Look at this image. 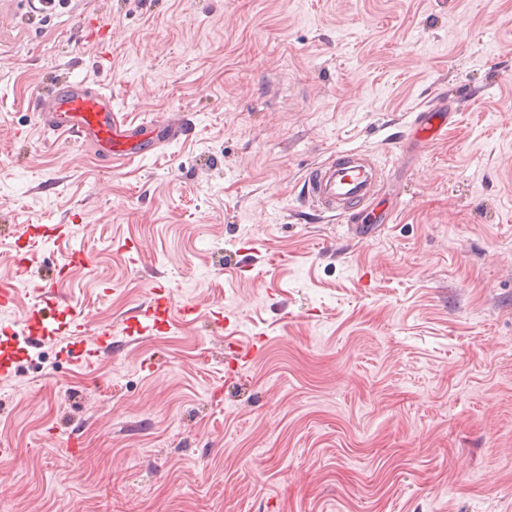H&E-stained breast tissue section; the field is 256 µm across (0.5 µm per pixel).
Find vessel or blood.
Wrapping results in <instances>:
<instances>
[{"instance_id":"obj_1","label":"vessel or blood","mask_w":512,"mask_h":512,"mask_svg":"<svg viewBox=\"0 0 512 512\" xmlns=\"http://www.w3.org/2000/svg\"><path fill=\"white\" fill-rule=\"evenodd\" d=\"M36 117L44 128L69 143L94 145L99 157L108 163L143 155L157 142L155 130H162L171 138L183 135L189 128L182 113L161 124L154 121L137 126L128 124L113 111L110 95L77 78L44 92ZM447 125L443 102L434 101L415 116L407 143L417 149L425 148L443 137ZM385 179V171L372 152L339 149L307 170L303 201L321 215L350 220V232L358 235L364 225L383 224L392 216L378 201ZM73 325L75 335L90 336L92 341L91 348L82 349L76 356V364L93 365L101 352L111 350V328L92 329L78 318Z\"/></svg>"}]
</instances>
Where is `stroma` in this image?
<instances>
[{
	"label": "stroma",
	"mask_w": 512,
	"mask_h": 512,
	"mask_svg": "<svg viewBox=\"0 0 512 512\" xmlns=\"http://www.w3.org/2000/svg\"><path fill=\"white\" fill-rule=\"evenodd\" d=\"M70 78L189 134L106 164L34 115ZM343 147L397 196L365 241L301 203ZM59 269L120 346L90 368L23 333ZM1 279L0 512H512V0L0 6ZM159 284L171 328L140 334ZM446 109L444 103L436 100L428 104L421 112H417L407 138L405 148L412 146L423 149L440 140L448 127V117L452 112Z\"/></svg>",
	"instance_id": "1"
}]
</instances>
